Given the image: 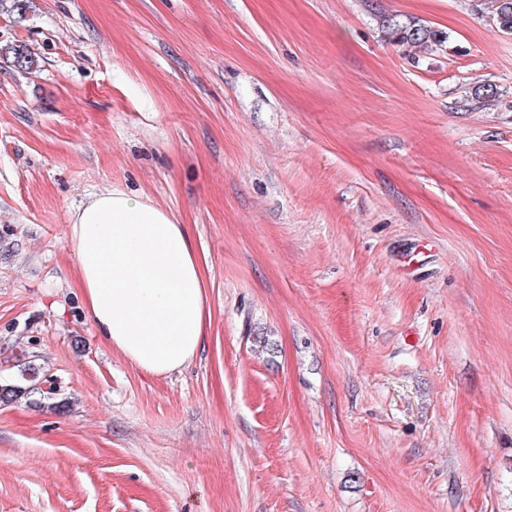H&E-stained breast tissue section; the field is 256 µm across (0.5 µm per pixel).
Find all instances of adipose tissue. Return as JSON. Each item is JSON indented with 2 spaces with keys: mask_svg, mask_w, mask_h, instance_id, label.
I'll use <instances>...</instances> for the list:
<instances>
[{
  "mask_svg": "<svg viewBox=\"0 0 512 512\" xmlns=\"http://www.w3.org/2000/svg\"><path fill=\"white\" fill-rule=\"evenodd\" d=\"M70 245L97 334L140 370L167 375L199 350L210 320L203 272L184 225L115 186L70 213Z\"/></svg>",
  "mask_w": 512,
  "mask_h": 512,
  "instance_id": "obj_1",
  "label": "adipose tissue"
}]
</instances>
